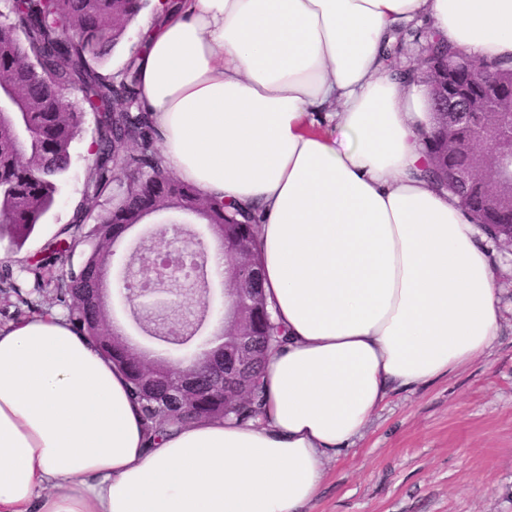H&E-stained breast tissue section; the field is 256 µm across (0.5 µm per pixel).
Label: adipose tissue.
I'll use <instances>...</instances> for the list:
<instances>
[{
    "instance_id": "ef3b65f1",
    "label": "adipose tissue",
    "mask_w": 512,
    "mask_h": 512,
    "mask_svg": "<svg viewBox=\"0 0 512 512\" xmlns=\"http://www.w3.org/2000/svg\"><path fill=\"white\" fill-rule=\"evenodd\" d=\"M425 15L512 57V0H182L146 18L140 101L176 177L258 208L287 344L250 420L149 438L121 371L63 312L0 327V512H301L390 391L490 351L492 251L421 178L428 97L383 42Z\"/></svg>"
}]
</instances>
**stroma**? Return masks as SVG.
Returning a JSON list of instances; mask_svg holds the SVG:
<instances>
[{
  "instance_id": "1",
  "label": "stroma",
  "mask_w": 512,
  "mask_h": 512,
  "mask_svg": "<svg viewBox=\"0 0 512 512\" xmlns=\"http://www.w3.org/2000/svg\"><path fill=\"white\" fill-rule=\"evenodd\" d=\"M86 115L54 208L16 246L0 241V268L26 279L59 225L70 223L92 161ZM124 286L108 292L112 320L139 347L164 354L128 318ZM304 512H512V316L488 357L430 385L392 392L350 448L325 462Z\"/></svg>"
}]
</instances>
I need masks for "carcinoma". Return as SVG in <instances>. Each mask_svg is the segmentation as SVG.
Returning a JSON list of instances; mask_svg holds the SVG:
<instances>
[{
    "label": "carcinoma",
    "instance_id": "obj_1",
    "mask_svg": "<svg viewBox=\"0 0 512 512\" xmlns=\"http://www.w3.org/2000/svg\"><path fill=\"white\" fill-rule=\"evenodd\" d=\"M146 6L147 0H10L8 15L0 20V88L13 104V111L0 115V236L9 232L17 245L51 211L71 165L72 144L85 114L92 113L94 152L82 199L72 221L27 270L37 289L52 287L54 302L66 309L73 325L124 371L147 433L158 437L168 427L192 420L256 416L263 401L261 366L281 346L285 331L259 310L231 313L228 332L247 329L259 341L248 383L232 398L223 383L209 382L185 394L179 407L168 409L157 392L176 385V371L164 367L163 359L137 350L109 318L103 288L112 267V243L126 226L157 211L193 210L217 241H246L251 261L259 263L254 244L261 216L250 209L243 218L239 207L201 194L164 168L160 136L140 103L137 57L115 73L98 70L116 44L118 23ZM433 47L436 55L458 66L459 82L472 92L482 87L485 75L512 77L511 58L477 62L445 42ZM471 134L470 128L458 130L459 146L444 153L439 130H432L435 164L427 170L429 178L442 185L448 174L472 164ZM487 192L481 184L458 189L478 223L498 233L508 230L512 212L491 210ZM78 251L83 255L78 266L57 268L62 256ZM0 280L21 297L28 313H46L41 303L22 297L9 270Z\"/></svg>",
    "mask_w": 512,
    "mask_h": 512
}]
</instances>
